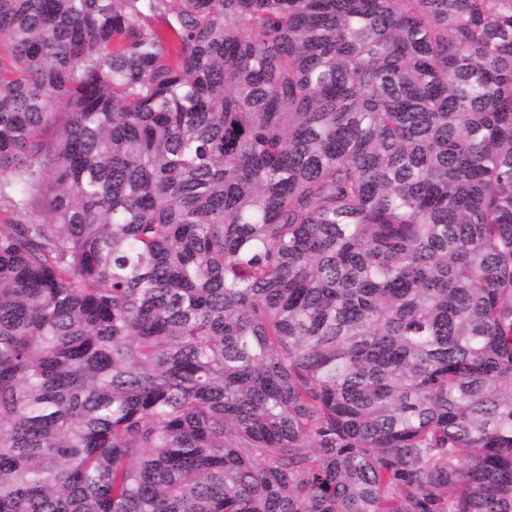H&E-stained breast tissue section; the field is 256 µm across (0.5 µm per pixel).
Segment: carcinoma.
Masks as SVG:
<instances>
[{
    "instance_id": "1",
    "label": "carcinoma",
    "mask_w": 512,
    "mask_h": 512,
    "mask_svg": "<svg viewBox=\"0 0 512 512\" xmlns=\"http://www.w3.org/2000/svg\"><path fill=\"white\" fill-rule=\"evenodd\" d=\"M0 512H512V0H0ZM20 195L8 188L0 194V224H46L49 215L41 208L18 209Z\"/></svg>"
}]
</instances>
